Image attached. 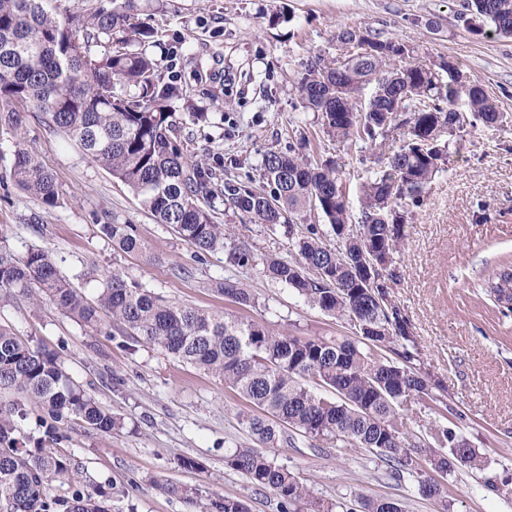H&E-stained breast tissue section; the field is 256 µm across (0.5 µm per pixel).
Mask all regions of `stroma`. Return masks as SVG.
<instances>
[{
    "instance_id": "35a3bbf8",
    "label": "stroma",
    "mask_w": 512,
    "mask_h": 512,
    "mask_svg": "<svg viewBox=\"0 0 512 512\" xmlns=\"http://www.w3.org/2000/svg\"><path fill=\"white\" fill-rule=\"evenodd\" d=\"M141 18L158 32L153 54L190 97L174 119L188 155L207 156L222 179L260 182L271 151L295 150L333 160L351 208L367 177L370 154L360 145L327 137L298 92L309 60L340 58L335 36L362 27L402 43L407 63L453 60L478 79L509 120L487 130L464 127L450 146L447 172L431 183L405 226L396 256L391 299L404 311L423 371L446 389L462 413L456 431L486 461L442 475L435 497L422 494L419 476L393 480L370 452L324 444L282 446L270 455L306 486L314 501L358 508L361 498L400 500L406 512H512V498L493 494L486 479L512 484V314L475 297L471 284L512 259V38L476 32L458 18L460 0H139ZM206 120H196V113ZM23 134L0 127V233L16 256L49 253L63 275L94 298L104 273L116 271L161 299L214 313H229L272 332L301 337L351 335L347 323L311 307L284 284L262 276L259 264L288 258L283 228L258 224L212 201L217 224L251 252L254 266L230 263L228 252L198 251L139 199L51 131L37 112L25 113ZM24 144L56 177L60 203L45 207L19 189L10 171L16 144ZM131 224L149 247L144 255L112 246L102 225ZM229 279L256 296L242 307L217 293ZM0 325L59 354L75 381L123 421L97 433L71 421L58 450L84 488L109 492L111 512H186L157 487L170 480L210 496L244 500L249 512H276L277 499L257 490L225 457L251 438L237 413L245 406L220 379L172 358L160 348L132 345L124 331L86 332L50 302L33 304L0 290ZM198 467H179L180 458Z\"/></svg>"
}]
</instances>
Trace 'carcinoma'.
<instances>
[{
	"label": "carcinoma",
	"instance_id": "1",
	"mask_svg": "<svg viewBox=\"0 0 512 512\" xmlns=\"http://www.w3.org/2000/svg\"><path fill=\"white\" fill-rule=\"evenodd\" d=\"M52 0H0V102L15 108L0 113V125L20 128L22 113L44 114L47 125L65 134L113 178L127 186L157 223L169 224L201 251L224 247L210 200L217 194L261 224L275 227L287 215L315 209L331 225L336 246L329 248L315 228L293 235L294 256L268 259L263 272L294 290L305 302L345 320L354 335L336 339L275 334L262 324L168 304L135 281L110 272L89 301L73 288L45 251L20 259L0 234V288L34 304L51 302L89 332L116 323L136 344L157 346L168 355L224 379L251 411H239V424L260 447L237 446L226 456L231 469L257 489L275 494L277 512H295L309 500L306 487L267 454L293 440V434L344 448H363L401 480L426 464L434 472L478 469L476 449L444 424L418 436L400 412L410 400L450 411L435 393L439 384L416 367L418 350L411 324L392 302L388 288L396 277L394 256L404 238L412 207L422 204L428 187L445 171L450 138L468 118L486 128L504 119L477 80L451 60L437 68L403 63L404 45L369 30L336 34L343 45L364 51L335 65L321 57L308 64L299 92L304 107L317 113L330 137L361 141L370 150L391 130L403 143L360 187L353 214L336 169L306 155L270 152L263 176L272 189L252 190L227 182L215 189L216 171L202 157H190L178 140L173 103L183 89L147 53L153 29L138 17L136 0H110L92 10L50 7ZM461 20L489 23L512 37V0H465ZM104 43V52L94 48ZM372 87L368 101L362 92ZM11 177L44 205L60 203L54 174L23 148L15 150ZM103 233L126 253H143L145 242L132 224H103ZM379 252L383 266L368 276L362 256ZM228 259L238 266L253 261L236 244ZM493 303L512 301V261L476 284ZM218 291L249 306L255 294L229 280ZM393 356H387L384 351ZM11 392L44 414L45 437L27 448L17 437L19 402L0 405V512H109L107 492L77 489L69 498L47 492L52 481L78 482V472L56 448L59 426L72 420L92 431L110 433L121 419L101 406L66 373L57 354L0 327V393ZM196 512L197 490L155 483ZM364 512H405L394 499L362 502ZM205 512H249L236 497L214 495Z\"/></svg>",
	"mask_w": 512,
	"mask_h": 512
}]
</instances>
